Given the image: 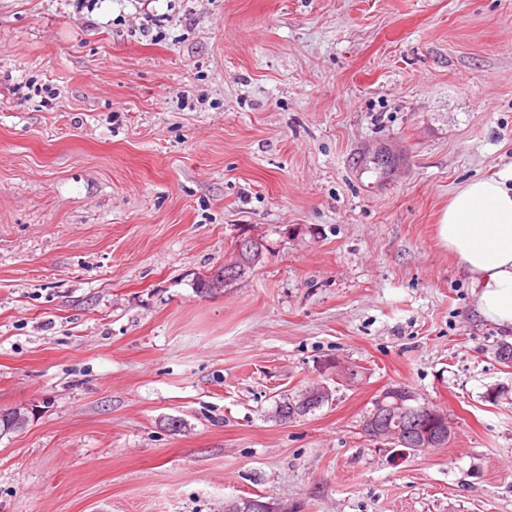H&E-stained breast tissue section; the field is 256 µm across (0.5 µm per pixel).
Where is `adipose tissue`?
I'll return each instance as SVG.
<instances>
[{"label":"adipose tissue","mask_w":512,"mask_h":512,"mask_svg":"<svg viewBox=\"0 0 512 512\" xmlns=\"http://www.w3.org/2000/svg\"><path fill=\"white\" fill-rule=\"evenodd\" d=\"M479 290L482 314L512 329V163L459 187L437 225Z\"/></svg>","instance_id":"obj_1"}]
</instances>
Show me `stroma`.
Here are the masks:
<instances>
[{
    "label": "stroma",
    "instance_id": "obj_1",
    "mask_svg": "<svg viewBox=\"0 0 512 512\" xmlns=\"http://www.w3.org/2000/svg\"><path fill=\"white\" fill-rule=\"evenodd\" d=\"M511 162L512 0H0V512H512V333L436 235ZM399 384L448 445L364 435ZM239 242H242L241 247L238 244L235 247L237 256L234 260L227 264H224V274L220 277L200 283V288H220L221 286L227 285L230 282L243 278L246 274L252 272L260 260L261 245L251 239L242 238ZM322 387L317 390V385H312L310 388L306 389L305 392H303L301 395L297 396L296 398L288 399V401L282 402L277 409L278 416L281 419H291L295 416H303L312 411L313 409L319 407L325 400V397H323V400L321 403L314 404L311 400H305V396L307 394L312 393V398H321V396H327L329 393V389L325 385H321ZM393 397L396 400V403H394L392 406L393 409L389 408V404L393 402L392 400H386L383 404L384 406H381L378 402L375 400L372 402V407L363 416L362 420V430L366 437H368V434L370 433L369 425L372 423H380L382 429H384L385 421L388 419L387 416L391 415L394 411H399L404 407V403L408 400L414 399L413 394L410 392L409 389H406L404 387H394L389 386L386 389H384L381 393V396L377 399L381 404L383 401L388 398ZM411 402H417L416 398ZM399 407L401 409H399Z\"/></svg>",
    "mask_w": 512,
    "mask_h": 512
}]
</instances>
